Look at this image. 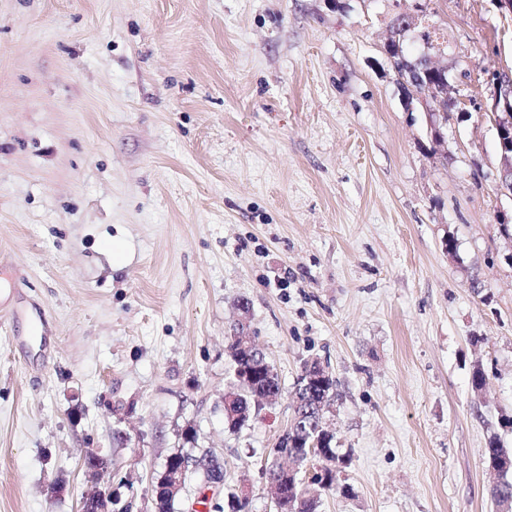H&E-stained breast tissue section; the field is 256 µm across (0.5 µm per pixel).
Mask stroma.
I'll use <instances>...</instances> for the list:
<instances>
[{
    "label": "stroma",
    "mask_w": 512,
    "mask_h": 512,
    "mask_svg": "<svg viewBox=\"0 0 512 512\" xmlns=\"http://www.w3.org/2000/svg\"><path fill=\"white\" fill-rule=\"evenodd\" d=\"M421 7L455 105L433 151L385 44ZM496 0H0V512H78L85 450L152 512H275L266 466L305 362L337 399L319 512H500L512 448V211L488 109ZM121 244L123 253L113 250ZM50 332L34 336L31 302ZM246 329L282 395L224 421ZM485 384L474 389V371ZM186 456L193 459L198 467L190 473H200L206 480V483H213L215 481H223L224 473L217 457L208 450L203 451L199 455L192 454L191 452H184ZM195 465L189 459L177 458L168 461L163 474L157 478L153 485L155 496L164 494L167 497L178 495L183 489V480L189 470H193Z\"/></svg>",
    "instance_id": "stroma-1"
}]
</instances>
